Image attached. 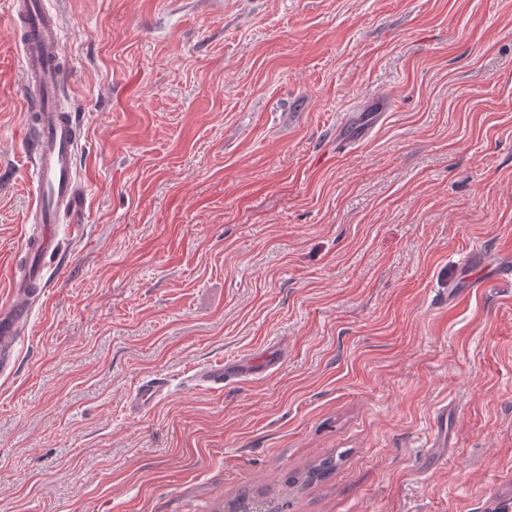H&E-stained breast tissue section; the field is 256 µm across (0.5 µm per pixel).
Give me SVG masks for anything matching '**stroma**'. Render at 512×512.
<instances>
[{
    "label": "stroma",
    "instance_id": "stroma-1",
    "mask_svg": "<svg viewBox=\"0 0 512 512\" xmlns=\"http://www.w3.org/2000/svg\"><path fill=\"white\" fill-rule=\"evenodd\" d=\"M47 4L86 237L0 377V512L512 498V0ZM17 45L0 0V307L32 199ZM234 356L276 368L183 385ZM169 385V379L162 374L141 377L129 395L126 405L128 411L134 415H141L155 404ZM229 506V509H228ZM265 506V507H264ZM283 506H276L274 510L270 509L269 502L262 495H243L233 501L227 502L222 506L219 512H279ZM226 508L228 510H226Z\"/></svg>",
    "mask_w": 512,
    "mask_h": 512
}]
</instances>
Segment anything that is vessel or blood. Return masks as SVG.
<instances>
[{
    "mask_svg": "<svg viewBox=\"0 0 512 512\" xmlns=\"http://www.w3.org/2000/svg\"><path fill=\"white\" fill-rule=\"evenodd\" d=\"M14 24L20 25L18 43L26 73V83L35 90L25 109L35 118L26 126L30 147V177L34 185L31 211L36 225L24 233V248H36L39 257H52L59 251L61 239L80 240L85 224V197L75 169L79 147L76 121L62 107L67 93V78L59 66L63 51V29L46 0H10ZM41 270L28 268L23 277H11L9 314L0 318V376L10 375L14 356L28 334L37 298L34 284L40 283ZM248 361H222L196 369L192 379L197 388L220 390L226 383L252 376ZM162 374L141 377L128 401L130 413L139 415L152 407L169 387Z\"/></svg>",
    "mask_w": 512,
    "mask_h": 512,
    "instance_id": "b4317fda",
    "label": "vessel or blood"
}]
</instances>
